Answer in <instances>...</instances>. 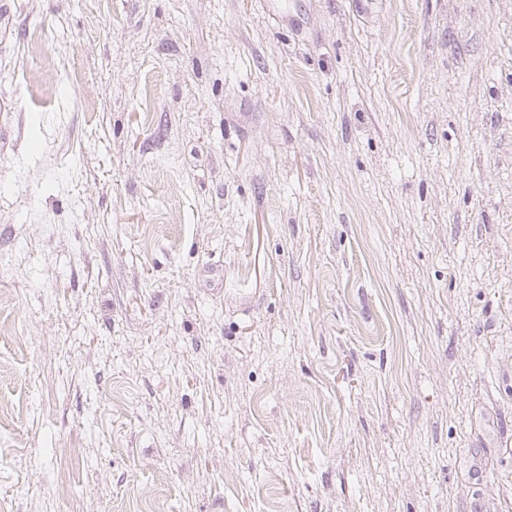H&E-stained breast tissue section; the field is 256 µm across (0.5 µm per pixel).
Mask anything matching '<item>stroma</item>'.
<instances>
[{
  "label": "stroma",
  "mask_w": 512,
  "mask_h": 512,
  "mask_svg": "<svg viewBox=\"0 0 512 512\" xmlns=\"http://www.w3.org/2000/svg\"><path fill=\"white\" fill-rule=\"evenodd\" d=\"M0 512H512V0H11Z\"/></svg>",
  "instance_id": "35a3bbf8"
}]
</instances>
